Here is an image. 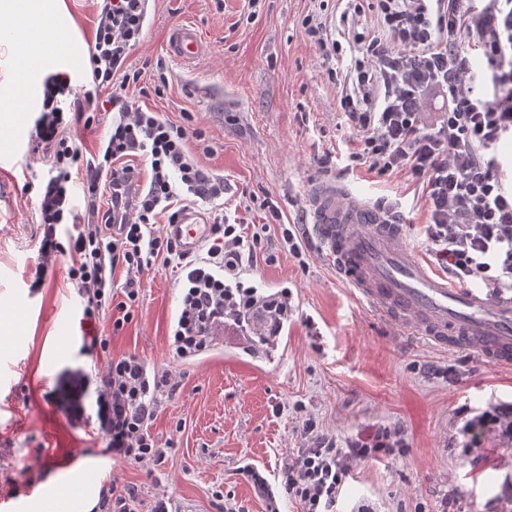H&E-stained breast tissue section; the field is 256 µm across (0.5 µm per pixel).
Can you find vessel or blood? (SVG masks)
Instances as JSON below:
<instances>
[{
  "instance_id": "1",
  "label": "vessel or blood",
  "mask_w": 512,
  "mask_h": 512,
  "mask_svg": "<svg viewBox=\"0 0 512 512\" xmlns=\"http://www.w3.org/2000/svg\"><path fill=\"white\" fill-rule=\"evenodd\" d=\"M168 44L185 64L203 52L195 28L187 24L171 29ZM308 202L322 253L362 299L438 347L469 350L488 363L512 366V292L493 295L476 285L462 287L435 272L405 246L402 225L345 185L318 182ZM170 231L191 250L208 227L188 215Z\"/></svg>"
}]
</instances>
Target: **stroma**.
Segmentation results:
<instances>
[{
  "mask_svg": "<svg viewBox=\"0 0 512 512\" xmlns=\"http://www.w3.org/2000/svg\"><path fill=\"white\" fill-rule=\"evenodd\" d=\"M316 0H149L148 22L129 53L133 67L161 60L168 85L137 105L205 133L210 152L193 147L203 168L221 174L223 202H200L207 219L228 214L246 233L266 224L260 204L277 202L284 222L308 218L311 184L331 178L392 208L405 244L427 263L423 243L427 202L420 182L349 165L359 142L344 123L339 95L321 51L302 33ZM74 51L58 56L57 39L42 31L30 46L76 84L91 85L89 46L99 0H62ZM192 24L203 44L199 60L173 59L168 33ZM43 72L29 79L20 112L0 111V502L12 512H61L47 491L81 466L92 512L102 488L137 485L145 500L163 495L178 512H266L247 469L268 481L280 512H303L289 498L281 470L304 446L305 417L343 442L389 423L401 424L408 448L395 459L354 465L339 512L370 505L374 512H512V446L492 431L463 454L467 418L500 401L512 403V368L463 350L439 348L377 313L336 274L312 231L303 258L267 226L257 258L245 271L262 293L290 291L296 313L282 334L245 344L237 328L204 353L179 361L170 352L179 290L170 268L141 276L133 319L112 337L110 351L137 354L156 370L179 373L180 387L163 399L151 430L170 450L146 468L103 451L87 417L95 409V358L80 353L83 300L62 257L43 288L30 292L42 233L38 185L48 176L43 155L27 152L42 101ZM336 163L322 167L323 155Z\"/></svg>",
  "mask_w": 512,
  "mask_h": 512,
  "instance_id": "35a3bbf8",
  "label": "stroma"
}]
</instances>
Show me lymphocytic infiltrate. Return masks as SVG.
<instances>
[{
  "instance_id": "lymphocytic-infiltrate-1",
  "label": "lymphocytic infiltrate",
  "mask_w": 512,
  "mask_h": 512,
  "mask_svg": "<svg viewBox=\"0 0 512 512\" xmlns=\"http://www.w3.org/2000/svg\"><path fill=\"white\" fill-rule=\"evenodd\" d=\"M335 33L314 16L302 21L306 39L334 66L328 78L340 91V107L359 149L348 159L383 172H408L422 181L428 221L424 241L449 278L478 283L492 293L512 291V188L504 184L495 146L512 135V0H347ZM148 0H100L89 50L93 86L78 90L69 74H50L43 84L34 121L33 152L46 153L51 175L39 187L42 237L31 285H44L61 257L70 256L68 278L84 301L83 320L112 309L113 330L132 320L141 274L153 262L176 263L181 295L172 330L174 358H191L212 345L228 325L250 336H279L294 306L290 293L260 294L240 278L261 245L260 234L244 235L237 222L214 221L197 254L182 250L176 237L160 232L159 215L179 223L188 204L223 199L221 175L195 161L188 143L199 129L161 118L135 106L130 96L142 70L128 65L140 42ZM481 52L473 68L459 39ZM349 55L345 68L335 65ZM439 101L434 121L420 109L425 98ZM113 113L108 137L93 156H84L64 121L73 110L92 128L101 105ZM146 162L148 179L134 194L114 190L138 178L126 158ZM111 190L112 210L95 222L98 199ZM87 223H78L79 211ZM126 278L115 286L113 274ZM108 333L93 330L81 352L102 355L97 372L96 430L113 457L158 464L167 451L151 431L161 407L160 390L175 394L179 381L151 369L134 353H109ZM496 431L512 445V403H494L462 427L465 448L478 445L481 431ZM305 448L282 468L288 496L305 512H335L354 461L392 458L407 446L399 425H383L337 443L305 419Z\"/></svg>"
}]
</instances>
